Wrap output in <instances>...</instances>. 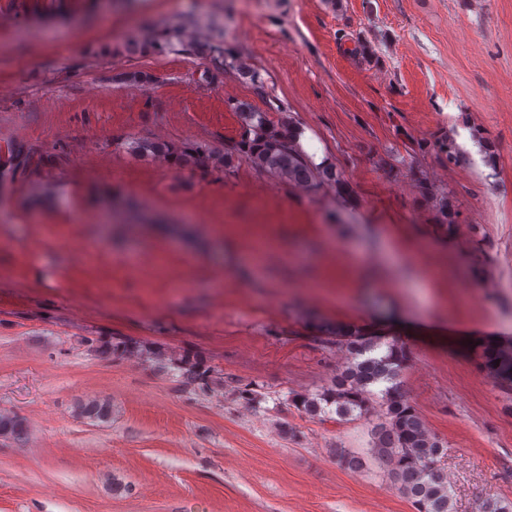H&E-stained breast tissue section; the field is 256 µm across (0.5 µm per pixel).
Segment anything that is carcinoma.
<instances>
[{"label":"carcinoma","instance_id":"1","mask_svg":"<svg viewBox=\"0 0 512 512\" xmlns=\"http://www.w3.org/2000/svg\"><path fill=\"white\" fill-rule=\"evenodd\" d=\"M175 45L188 53L199 50L197 45L183 42L180 31L175 28L151 40L130 39L125 50L129 54L147 49L162 52ZM207 51L221 60L224 68L251 83L257 94H263L259 76L241 57L219 44L207 45ZM228 105L240 124L239 139L229 147L201 152L189 146L175 147L134 139L128 143V149L133 153L171 159L190 169L211 167L229 171L244 157L255 170L292 186L313 191L341 186L334 164L326 161L316 164L302 151L297 142L301 130L292 121L283 118L275 121L270 117L274 103H269L265 111L239 100H230ZM325 342L345 350L347 365L336 373L329 387L315 394L296 395L292 398L293 404L309 415L324 414L326 408L332 406L342 420H371L367 447L360 452L336 447L332 449L336 461L349 469H357L371 459L386 467L400 492L412 501L416 512H450L448 480L440 466L444 445L429 432L399 380L408 361L406 347L396 340L386 342L381 336L341 329ZM383 346L387 347V352L375 354ZM89 349L96 354L133 353L145 363L172 369L180 373L183 386L197 396L210 395L217 382L218 372L214 368L188 354L177 357L160 348L120 339L113 340L109 347L93 342ZM477 358L500 389L511 394L512 353L504 352L495 341L486 339L480 341ZM377 387L380 391L376 393ZM78 412L88 419L106 421L112 416V404L92 399L80 403ZM24 430L22 419L0 414L1 437L18 439Z\"/></svg>","mask_w":512,"mask_h":512}]
</instances>
